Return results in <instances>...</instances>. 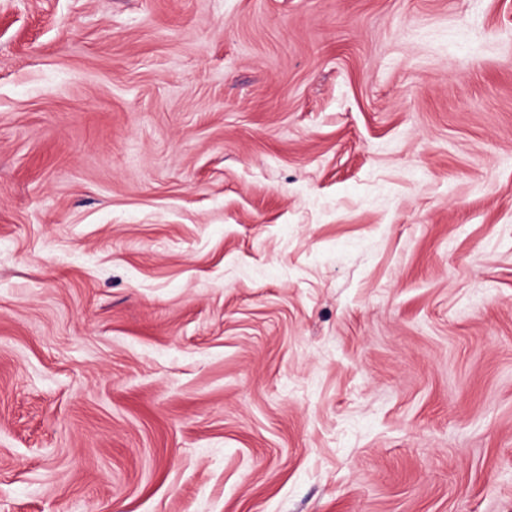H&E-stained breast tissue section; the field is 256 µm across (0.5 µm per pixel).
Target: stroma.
Returning a JSON list of instances; mask_svg holds the SVG:
<instances>
[{"label":"stroma","mask_w":512,"mask_h":512,"mask_svg":"<svg viewBox=\"0 0 512 512\" xmlns=\"http://www.w3.org/2000/svg\"><path fill=\"white\" fill-rule=\"evenodd\" d=\"M0 512H512V0H0Z\"/></svg>","instance_id":"1"}]
</instances>
